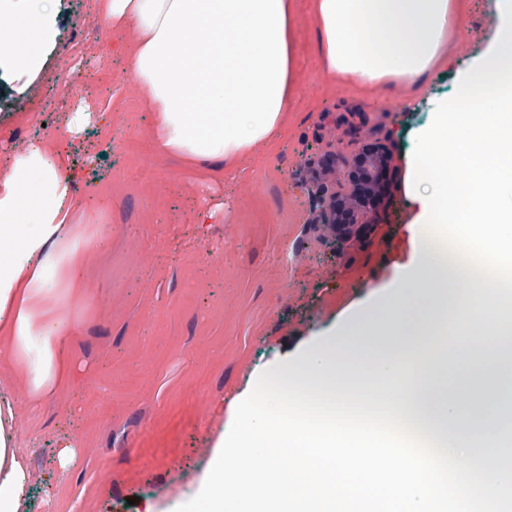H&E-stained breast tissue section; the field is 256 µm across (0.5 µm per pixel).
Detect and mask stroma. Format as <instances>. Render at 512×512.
Listing matches in <instances>:
<instances>
[{"label":"stroma","instance_id":"35a3bbf8","mask_svg":"<svg viewBox=\"0 0 512 512\" xmlns=\"http://www.w3.org/2000/svg\"><path fill=\"white\" fill-rule=\"evenodd\" d=\"M460 3L443 63L416 91L398 80L364 92L325 73L318 19L304 9L287 135L214 172L158 145L157 115L126 69L135 33L104 30L100 0H59L58 36L24 94L0 74V181L31 143L62 151L77 189L75 232L99 221L108 232L81 256L87 288L70 301L80 319L70 384L34 403L24 373L0 355V394L12 403L14 446L34 489L27 512H176L258 375L411 262L398 212L351 258L327 257L307 231L300 171L321 123L326 140L350 152L375 140L377 124L389 126L397 152L411 147L435 101L493 37L494 0ZM79 109L105 114V126L74 130ZM353 110L369 117L355 137L335 124ZM219 202L223 211L198 223ZM65 444L75 455L64 470Z\"/></svg>","mask_w":512,"mask_h":512}]
</instances>
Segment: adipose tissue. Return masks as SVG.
I'll return each mask as SVG.
<instances>
[{
  "label": "adipose tissue",
  "mask_w": 512,
  "mask_h": 512,
  "mask_svg": "<svg viewBox=\"0 0 512 512\" xmlns=\"http://www.w3.org/2000/svg\"><path fill=\"white\" fill-rule=\"evenodd\" d=\"M299 0H104L101 25L134 28L127 70L159 115L157 139L173 154L220 170L279 137L297 84ZM318 51L332 73L363 83L421 85L441 59L453 0H314ZM0 59L20 74L43 63L56 28L55 0H0ZM59 155L34 146L12 157L0 181V329L32 397L53 393L72 361L75 323L64 312L81 284L80 254L97 234L64 239L75 200ZM10 401L0 400V512L30 494L23 456L11 446Z\"/></svg>",
  "instance_id": "ef3b65f1"
}]
</instances>
